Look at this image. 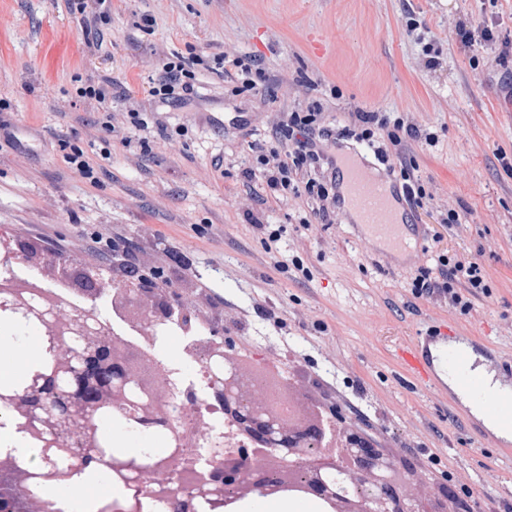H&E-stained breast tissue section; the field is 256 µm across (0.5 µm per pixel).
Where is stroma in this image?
<instances>
[{
	"instance_id": "1",
	"label": "stroma",
	"mask_w": 512,
	"mask_h": 512,
	"mask_svg": "<svg viewBox=\"0 0 512 512\" xmlns=\"http://www.w3.org/2000/svg\"><path fill=\"white\" fill-rule=\"evenodd\" d=\"M462 25L512 40V0H110L90 28L67 0H0V119L16 136L0 137V225L39 255H70L76 276L97 224L111 225L132 264L162 267L182 252L186 267L165 275L194 307L222 301L208 325L234 354L251 353L398 460L422 464L435 492L447 494L449 475L463 479L474 495L449 501L450 512H502L512 501L503 444L475 438L455 402L408 384L394 357L420 331L447 325L512 356V55L462 46ZM312 34L322 54L310 51ZM227 52L263 72L257 90L232 93L213 68ZM172 55L202 58L198 88L162 103L148 90L158 58ZM99 75L118 85L109 112H155L187 133L167 141L145 130L135 157L111 146L92 184L67 169L59 142L104 138L98 109L76 96L77 79ZM315 104L338 126L359 107L404 112L434 132L436 147L409 145L434 205L408 215L431 231L441 210L461 215L437 247L477 258L488 275L492 295L470 315L413 298L406 281L431 253L393 261L346 211L304 241L312 278L274 269L250 217L282 226L289 249L312 203L257 205L263 189L242 174L248 145L272 113ZM199 224L224 234L200 238Z\"/></svg>"
}]
</instances>
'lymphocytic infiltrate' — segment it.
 <instances>
[{"label":"lymphocytic infiltrate","instance_id":"obj_1","mask_svg":"<svg viewBox=\"0 0 512 512\" xmlns=\"http://www.w3.org/2000/svg\"><path fill=\"white\" fill-rule=\"evenodd\" d=\"M196 58H164L160 76L150 89L151 96L176 99L194 91L193 71ZM423 139L435 145L432 134L422 133L407 116L368 112L356 109L340 130L326 123L320 107L277 113L271 122L269 139L252 144L253 163L246 169L249 179L266 185L271 197L307 196L316 203L314 218H301L297 230L306 234L312 219L328 220L341 201L337 192L336 168L332 154L325 152L326 141L342 144L348 141L375 144L374 156L387 175L398 177L406 202L415 208L432 201L416 174V165L405 154L406 139ZM410 293L416 299L447 302L462 315L470 314L474 302L490 297L492 289L480 263L473 257L440 251L435 267L419 268L410 282Z\"/></svg>","mask_w":512,"mask_h":512}]
</instances>
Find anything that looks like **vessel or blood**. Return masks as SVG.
Masks as SVG:
<instances>
[{
    "label": "vessel or blood",
    "mask_w": 512,
    "mask_h": 512,
    "mask_svg": "<svg viewBox=\"0 0 512 512\" xmlns=\"http://www.w3.org/2000/svg\"><path fill=\"white\" fill-rule=\"evenodd\" d=\"M340 190L359 229L388 253L406 257L417 253L422 239L417 225L408 221L395 190L384 180L371 176L355 154L338 157ZM398 362L414 385L426 388L442 380H453L460 391L476 405L500 432L512 434V393L496 388L479 362L488 369L504 370L512 362L487 360L485 351L470 337L448 328L427 331L397 352Z\"/></svg>",
    "instance_id": "1"
}]
</instances>
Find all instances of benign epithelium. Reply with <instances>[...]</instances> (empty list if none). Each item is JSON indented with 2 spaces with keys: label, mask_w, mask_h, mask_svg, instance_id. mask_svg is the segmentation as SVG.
<instances>
[{
  "label": "benign epithelium",
  "mask_w": 512,
  "mask_h": 512,
  "mask_svg": "<svg viewBox=\"0 0 512 512\" xmlns=\"http://www.w3.org/2000/svg\"><path fill=\"white\" fill-rule=\"evenodd\" d=\"M85 311L64 304L44 288H11L0 283V316L14 322L47 326L44 353L26 373L22 392L0 391V425L37 445L36 465H21L14 454L0 457V512H29L41 502L43 512H65L61 494L43 495L47 487L73 486V474L92 462L124 485L121 498L101 512H144L145 499L178 497L180 512H240L252 496L315 497L324 512H447L433 492L411 493L398 480L397 460L354 427L315 417L301 429H289L273 409L269 388L260 378L246 380L217 332L193 341L201 359L213 406L224 410L243 438L235 448L224 438L202 432L195 416L179 433L173 414L191 401L159 372L150 353L132 356L111 336L109 319L96 300L97 282L80 289ZM111 309L126 319L155 326L178 313L194 315L187 302L143 297L128 288H112ZM175 405L157 406L159 394ZM118 413L133 433H174L161 455L99 453L106 438L103 421ZM203 435L207 458L196 463L184 448Z\"/></svg>",
  "instance_id": "1"
}]
</instances>
